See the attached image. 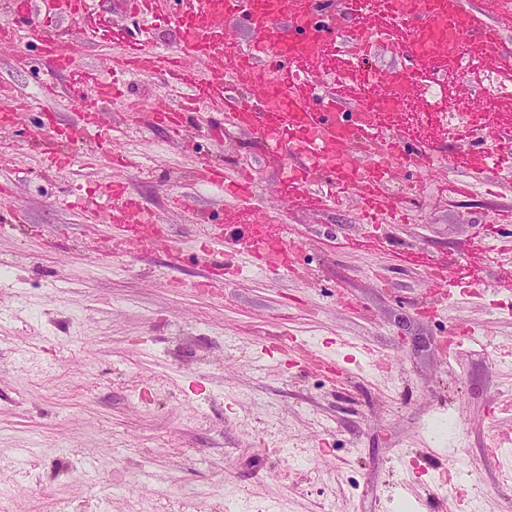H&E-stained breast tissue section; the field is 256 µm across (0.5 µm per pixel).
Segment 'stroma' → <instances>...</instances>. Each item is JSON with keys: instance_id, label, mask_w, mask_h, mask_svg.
Instances as JSON below:
<instances>
[{"instance_id": "obj_1", "label": "stroma", "mask_w": 512, "mask_h": 512, "mask_svg": "<svg viewBox=\"0 0 512 512\" xmlns=\"http://www.w3.org/2000/svg\"><path fill=\"white\" fill-rule=\"evenodd\" d=\"M102 0L99 39L77 60L100 68L122 44L178 40L171 21ZM59 94L43 97L41 85ZM66 73L38 65L32 39L0 49V85L34 100L8 125L14 194L0 196V512H512L499 480L512 448V168L452 196L460 144L443 126L417 133L429 173L400 171L383 194L398 222L365 224L360 202L324 178L302 202L275 200L285 171L255 135L208 106L169 141L148 112L179 94L159 77L126 95L71 99ZM512 84L489 64L418 78L423 102L469 112L473 96ZM103 113L131 164L92 165L95 144L42 157L38 115L57 126ZM248 170L254 196L224 197L204 167ZM184 252L106 255L107 229L66 207L73 184L112 181ZM184 198L180 211L171 197ZM265 215L293 268L279 279L224 250L223 293L191 284L198 247L225 224ZM465 334L451 353V326ZM450 479L453 492L441 490Z\"/></svg>"}]
</instances>
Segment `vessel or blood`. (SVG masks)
Masks as SVG:
<instances>
[{
  "label": "vessel or blood",
  "mask_w": 512,
  "mask_h": 512,
  "mask_svg": "<svg viewBox=\"0 0 512 512\" xmlns=\"http://www.w3.org/2000/svg\"><path fill=\"white\" fill-rule=\"evenodd\" d=\"M174 15L178 31L175 47L154 50L138 44L116 58L122 74L163 76L181 90L177 104L155 107L156 118L168 135L178 132L181 112L208 104L232 111L238 125L258 135L271 155L288 164V199L304 197L303 188L312 173L321 171L339 184L362 188L368 207H375L377 191L397 169L422 168L424 151L403 149L413 128L396 121L399 106L409 100L423 66L441 71L457 69L462 62L478 66L500 59L503 29L512 27V0H344L355 20L349 50L352 59L364 62L371 44L397 29L395 46L404 67L375 72L362 70L360 79L373 87L363 104H351L335 88L326 86L319 63L333 49L339 35L336 15L318 10L315 0H180ZM98 0H62L52 13H42L37 0H16L11 18L0 24V41L16 42L35 36L48 68L66 71L73 89L103 83L97 72L74 67L75 54L55 26L56 19L75 23L92 16ZM247 30L253 44L239 51L228 36L230 25ZM249 89L252 100L244 103L236 88ZM31 101L0 88V120L15 122L29 111ZM70 141L97 139L100 153H107L111 137L98 113L87 110L67 129ZM454 167L470 179L449 184L453 194L468 192L471 178L493 171L497 152L467 149L451 156ZM204 181L217 185L231 197H245L253 186L243 178L230 179L210 169ZM112 204L103 208L82 194L71 203L85 224H118L122 234L112 236V253L124 252L134 241H150L148 225L136 200L120 183H112ZM242 245L249 260L260 261L269 272L287 266L281 238L264 222L227 225L216 241H205L199 256L207 270L194 286L215 292L224 286L222 247Z\"/></svg>",
  "instance_id": "1"
}]
</instances>
